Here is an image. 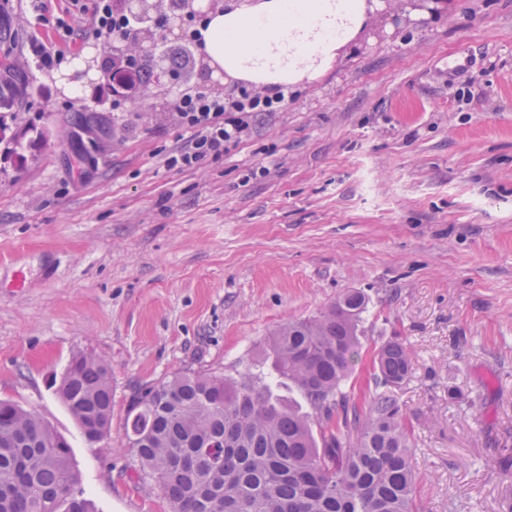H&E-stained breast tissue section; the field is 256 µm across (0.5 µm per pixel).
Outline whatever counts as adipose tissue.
<instances>
[{
    "instance_id": "1",
    "label": "adipose tissue",
    "mask_w": 512,
    "mask_h": 512,
    "mask_svg": "<svg viewBox=\"0 0 512 512\" xmlns=\"http://www.w3.org/2000/svg\"><path fill=\"white\" fill-rule=\"evenodd\" d=\"M372 13L368 0H243L207 16L200 45L232 79L292 88L329 71Z\"/></svg>"
}]
</instances>
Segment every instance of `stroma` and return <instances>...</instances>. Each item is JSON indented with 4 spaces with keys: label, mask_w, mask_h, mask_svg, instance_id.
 <instances>
[{
    "label": "stroma",
    "mask_w": 512,
    "mask_h": 512,
    "mask_svg": "<svg viewBox=\"0 0 512 512\" xmlns=\"http://www.w3.org/2000/svg\"><path fill=\"white\" fill-rule=\"evenodd\" d=\"M96 0H0L26 109L0 105V400L71 446L97 512H170L126 449L146 387L261 367L284 323L349 290L369 299L351 399L375 351L413 353L394 391L411 432L420 512H506L512 495V0H389L321 78L254 118L224 157L165 160L189 137L179 89L231 92L184 31L160 27L178 81L116 90ZM54 54L32 61L31 42ZM100 55H93V48ZM92 82L70 91L77 56ZM467 65H460V58ZM93 110L95 136L73 125ZM24 288H14L17 272ZM112 374V424L86 442L58 389L73 357Z\"/></svg>",
    "instance_id": "1"
}]
</instances>
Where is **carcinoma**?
<instances>
[{"instance_id": "carcinoma-1", "label": "carcinoma", "mask_w": 512, "mask_h": 512, "mask_svg": "<svg viewBox=\"0 0 512 512\" xmlns=\"http://www.w3.org/2000/svg\"><path fill=\"white\" fill-rule=\"evenodd\" d=\"M14 32L0 19V56ZM143 87L158 80L156 53L134 60ZM26 71L0 61V95L23 101ZM365 295L343 293L319 316L271 338L277 373L301 398L285 404L272 384L245 372L178 374L147 388L124 423L129 450L171 512H419L411 437L392 389L410 375L411 353L393 336L378 349L366 403L344 391L361 346ZM60 396L87 442L111 425L112 383L101 359L79 356ZM217 440L214 469L202 445ZM0 512H96L72 466L69 443L17 404L0 401Z\"/></svg>"}]
</instances>
